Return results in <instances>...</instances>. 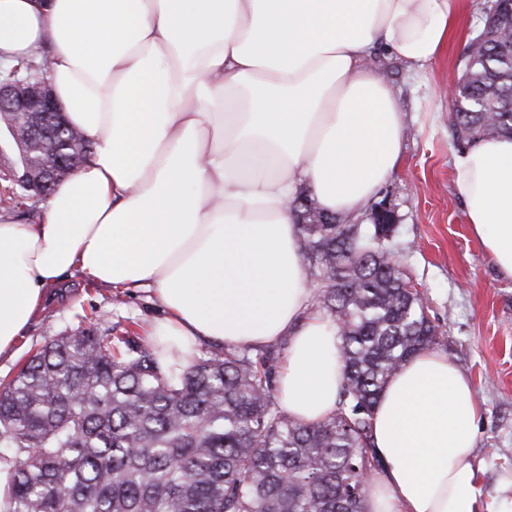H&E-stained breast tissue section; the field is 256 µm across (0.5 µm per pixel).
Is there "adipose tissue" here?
<instances>
[{
    "instance_id": "ef3b65f1",
    "label": "adipose tissue",
    "mask_w": 512,
    "mask_h": 512,
    "mask_svg": "<svg viewBox=\"0 0 512 512\" xmlns=\"http://www.w3.org/2000/svg\"><path fill=\"white\" fill-rule=\"evenodd\" d=\"M460 0H0V62L49 53L69 123L93 142L38 223L0 218V358L65 276L145 289L159 350L288 338L283 408L316 423L343 385L335 322L313 309L291 203L355 219L393 176L403 111L366 58L424 73ZM453 189L512 278V138L453 158ZM471 379L428 350L385 384L373 417L384 466L366 512H479Z\"/></svg>"
}]
</instances>
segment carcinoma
Instances as JSON below:
<instances>
[{
	"label": "carcinoma",
	"mask_w": 512,
	"mask_h": 512,
	"mask_svg": "<svg viewBox=\"0 0 512 512\" xmlns=\"http://www.w3.org/2000/svg\"><path fill=\"white\" fill-rule=\"evenodd\" d=\"M470 39L463 59L457 144L512 137V0ZM25 62L1 79H47ZM92 141L63 120L18 155V167L73 176ZM26 191L0 196L4 211ZM300 250L325 279L316 301L339 328L343 386L317 424L277 401L275 350L212 347L163 367L142 337L78 325L0 381V471L11 512H365L369 477L382 470L372 418L381 391L413 354L439 344L424 296L405 288L380 243L387 214L354 224L294 200Z\"/></svg>",
	"instance_id": "carcinoma-1"
}]
</instances>
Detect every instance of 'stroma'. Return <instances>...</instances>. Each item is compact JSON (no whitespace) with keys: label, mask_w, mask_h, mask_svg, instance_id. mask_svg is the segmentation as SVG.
<instances>
[{"label":"stroma","mask_w":512,"mask_h":512,"mask_svg":"<svg viewBox=\"0 0 512 512\" xmlns=\"http://www.w3.org/2000/svg\"><path fill=\"white\" fill-rule=\"evenodd\" d=\"M464 2L453 37L426 76L409 71L380 46L367 58L368 66L390 82L405 111L402 158L376 199L398 216L391 247L443 333L438 352L474 384L481 406L474 457L483 512H499L512 502V278L497 270L474 238L465 207L452 191V156L459 147L452 136L449 91L462 74L464 50L488 0ZM95 310L143 337L162 314L152 292L120 294L68 278L19 339L16 359L0 361V379L12 377L46 341Z\"/></svg>","instance_id":"obj_1"}]
</instances>
